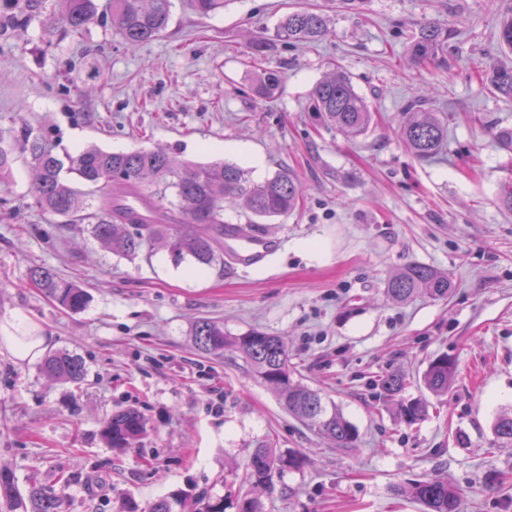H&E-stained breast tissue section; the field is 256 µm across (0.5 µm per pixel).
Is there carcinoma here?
Masks as SVG:
<instances>
[{
	"label": "carcinoma",
	"mask_w": 512,
	"mask_h": 512,
	"mask_svg": "<svg viewBox=\"0 0 512 512\" xmlns=\"http://www.w3.org/2000/svg\"><path fill=\"white\" fill-rule=\"evenodd\" d=\"M229 0H190L192 9L207 16L224 8ZM110 24L124 43L137 48L159 38L170 21V0H108ZM97 0H55L52 37H81L98 16ZM328 31L326 17L309 10L294 11L278 22L274 39L284 45L310 44L320 41ZM499 41L512 50V10L500 13ZM454 30L445 22H424L415 38L410 58L417 65H441L447 62L448 42ZM498 95L512 100V66L496 65L480 73ZM282 82L277 71L262 70L252 86L259 98L274 97ZM317 111L348 138L364 134L374 119L366 97L354 87L350 76L340 67L332 69L312 91ZM399 137L421 160L435 158L446 140L448 126L431 112L410 106L399 126ZM29 155L33 171L35 207L46 216H63L72 224L86 223L90 233L113 253L133 257L145 249L162 245L178 265L190 258L200 267L224 262L220 251L224 239V204L235 205L261 218L287 215L298 207L300 187L292 171L281 169L261 182L252 179L250 171L229 162L190 163L161 149H138L111 152L90 147L63 160L41 138L27 127L16 139L0 140V178L12 171L17 155ZM76 176L85 186L81 190L62 177V171ZM161 179L173 189L169 205L179 214L177 223L157 214L146 224L129 218L122 203L142 195L141 185ZM30 282L60 307L71 312L83 310L88 302L84 289L62 278L48 266H35L29 272ZM452 288L448 274L437 268L410 263L393 274L386 283V295L397 303H405L419 293L433 299L444 298ZM195 341L199 350L211 354L227 348L241 352L252 375L272 386L288 414L303 421L311 431L338 448H349L358 439V430L329 403L321 392L295 378L288 347L281 337L253 330L240 336L224 333V325L203 319L195 325ZM51 378L79 381L85 367L78 357L65 352L48 356L43 365ZM456 375L453 360L446 354L433 358L423 373L426 389L436 397L448 395ZM376 397L392 404L398 417L408 426L421 421L429 412L422 397H403L402 376L388 373L372 381ZM146 431V422L136 410L112 414L103 423L102 433L113 448H129ZM494 448H512V408L498 414L492 425ZM305 462L300 452L281 454L273 444L263 443L253 449L246 465V479L254 486L270 491L275 476L285 470L299 469ZM404 493L424 507V512H461V497L450 484L436 479L418 481ZM237 512H262L257 497L228 491ZM189 508V512H225L224 499L205 496L186 503L183 495L172 493L160 498L144 511L133 498L122 500L118 512H174L173 506ZM0 509L3 512H59L58 503L36 486L22 494L13 473L0 467Z\"/></svg>",
	"instance_id": "1"
}]
</instances>
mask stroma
<instances>
[{"mask_svg":"<svg viewBox=\"0 0 512 512\" xmlns=\"http://www.w3.org/2000/svg\"><path fill=\"white\" fill-rule=\"evenodd\" d=\"M53 0H32L27 26L0 28V139L29 124L59 157L88 146L132 151L163 146L198 162L236 163L262 180L293 169L303 189L294 212L273 221L226 207L228 224H254L281 244L260 262L232 254L197 269L166 249L135 259L113 254L81 227L50 221L32 205L31 172L17 160L0 181V330L46 337L86 367L60 382L41 358L21 360L0 343V466L20 492L43 487L60 512H118L123 498L150 506L180 491L223 497L248 492L250 452L272 441L306 460L262 494L263 512H421L402 494L416 480L457 487L464 512H512V449L492 447L491 426L512 405V214L497 192L512 155L494 130L512 126V101L477 78L512 64L497 16L512 0H229L206 18L172 0L158 39L129 49L110 27L49 46ZM310 8L329 32L309 46H274L264 68L284 80L273 98L250 91L254 35ZM428 20L456 36L444 66L411 64L408 46ZM338 65L375 109L366 135L350 141L311 100ZM90 86V97L76 88ZM448 121L442 158L421 161L398 136L415 97ZM416 262L446 271L447 299L397 304L384 294L394 270ZM44 265L84 288L90 301L68 312L29 281ZM223 322L288 344L296 377L334 402L359 431L341 450L286 412L255 380L243 355H210L193 340L196 321ZM457 367L447 398L406 426L369 388L375 376L405 378L403 396L426 394L422 375L438 354ZM134 409L146 432L110 448L101 422ZM465 435L458 443L457 435ZM491 471L501 485L484 480Z\"/></svg>","mask_w":512,"mask_h":512,"instance_id":"1","label":"stroma"}]
</instances>
